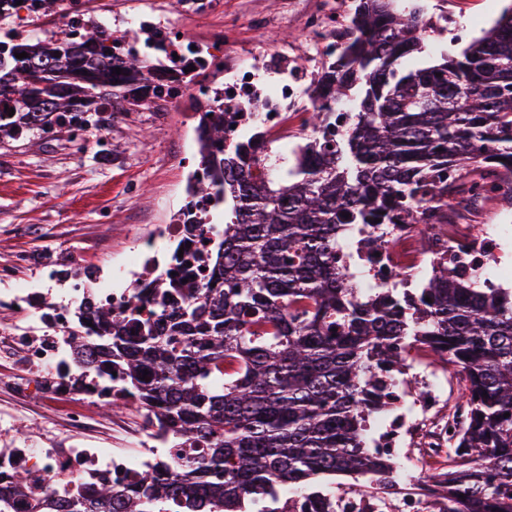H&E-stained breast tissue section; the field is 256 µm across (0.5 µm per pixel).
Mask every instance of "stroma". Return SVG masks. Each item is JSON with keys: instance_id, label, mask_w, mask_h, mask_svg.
I'll return each instance as SVG.
<instances>
[{"instance_id": "stroma-1", "label": "stroma", "mask_w": 512, "mask_h": 512, "mask_svg": "<svg viewBox=\"0 0 512 512\" xmlns=\"http://www.w3.org/2000/svg\"><path fill=\"white\" fill-rule=\"evenodd\" d=\"M512 0H398L429 19L447 23L448 35L427 37L415 65L460 52L501 15ZM239 21L237 42L284 48L298 74L320 73L323 60L305 43L304 22L322 0H223ZM176 16L174 0H91L90 21H126L145 8ZM197 148L180 112H156L114 100L97 124L51 125L0 139V266L39 285V262L68 266L73 257L111 274L151 225L168 224L183 206ZM496 220L499 280L512 281V205L498 200L462 212L464 224ZM12 369L0 364V408L19 415L14 431L36 433L43 418L59 417L61 404L16 398L4 385Z\"/></svg>"}]
</instances>
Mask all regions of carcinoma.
I'll list each match as a JSON object with an SVG mask.
<instances>
[{"mask_svg": "<svg viewBox=\"0 0 512 512\" xmlns=\"http://www.w3.org/2000/svg\"><path fill=\"white\" fill-rule=\"evenodd\" d=\"M355 33L318 84L336 105L354 103L347 131L308 143L276 176L235 149L218 160L224 115L202 113L201 165L223 178L194 181L224 202L222 253L211 282L156 317L87 308L96 351L74 328L72 346L120 365L144 409L159 410L173 446H212L140 474L92 501L61 499L55 512H246L248 500L346 475L386 483L391 461L366 447V418L386 406L384 378L408 366L401 343L428 347L462 375L463 428L448 462L425 468L423 489L440 512H512V289L479 288L454 267L433 268L410 294L355 292L336 266L342 224H447L448 197L474 208L497 192L512 202V9L455 55L409 69L426 20L395 0H357ZM28 57L18 59L15 54ZM112 31L0 40V137L70 115L90 124L99 103L140 105L152 66L129 52L112 71ZM349 217L342 216V213ZM147 380H142V376ZM509 417H504V414ZM464 498H459V495Z\"/></svg>", "mask_w": 512, "mask_h": 512, "instance_id": "1", "label": "carcinoma"}]
</instances>
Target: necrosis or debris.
Listing matches in <instances>:
<instances>
[{"label": "necrosis or debris", "instance_id": "obj_1", "mask_svg": "<svg viewBox=\"0 0 512 512\" xmlns=\"http://www.w3.org/2000/svg\"><path fill=\"white\" fill-rule=\"evenodd\" d=\"M342 19L336 5L307 16L305 35L317 55L332 59L343 51ZM182 31L180 20L145 12L130 20L112 53L121 58L134 48L155 65L146 105L188 101L195 111L223 113L224 143L215 148L216 156L240 145L257 157L269 152L271 134L283 127L307 88L303 79L289 75L287 50L233 53L229 32L193 40ZM218 207L214 196H190L174 223L139 238L130 258L115 268L126 281L122 288L112 287L77 258L64 269L41 265V288L26 287L11 269L0 267V308L19 314L15 322L0 323V361L14 368L10 387L22 398L38 391L68 403L61 421L43 420L37 434L27 437L13 434L14 411H0V480L19 470L32 477L14 500L16 512H28L31 503L48 494L89 499L101 485H129L172 457L150 410L138 409L124 447L105 448L89 437L92 408L106 401L136 407L137 400L122 375H96L87 358L75 353L69 332L91 304L117 315L136 308L146 317L188 301L192 289L212 276L222 227L209 218ZM379 237L389 246L378 252L373 241ZM498 250L486 224H347L337 256L339 266L358 273V287L370 291L419 287L441 256L459 260L484 283ZM49 283L60 286L59 300L49 301ZM387 384V411L369 421L368 443L395 457V476L401 480L410 467L399 459L400 449L415 446L421 463L445 457L458 423L442 382L427 378L412 391L403 374L394 373Z\"/></svg>", "mask_w": 512, "mask_h": 512}]
</instances>
